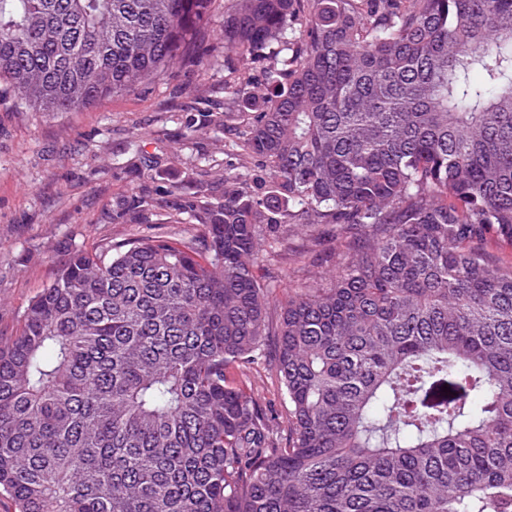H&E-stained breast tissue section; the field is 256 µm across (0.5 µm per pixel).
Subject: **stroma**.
<instances>
[{"mask_svg":"<svg viewBox=\"0 0 512 512\" xmlns=\"http://www.w3.org/2000/svg\"><path fill=\"white\" fill-rule=\"evenodd\" d=\"M230 6V0L211 4L203 65H177L162 80L91 109L33 112L17 91L0 84V336L16 330L73 248L99 251L141 236L181 242L200 233V225L177 224L172 216L193 172L206 170L218 192L226 166L239 163L235 137L224 129V115L233 109L224 88L255 84L274 64L263 53L243 63L225 51ZM144 191L156 194L154 211L116 218L123 200ZM313 232L319 242L304 263L259 259L258 279L276 286L271 305L335 268L328 226Z\"/></svg>","mask_w":512,"mask_h":512,"instance_id":"obj_1","label":"stroma"}]
</instances>
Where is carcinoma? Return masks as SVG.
<instances>
[{
  "instance_id": "obj_1",
  "label": "carcinoma",
  "mask_w": 512,
  "mask_h": 512,
  "mask_svg": "<svg viewBox=\"0 0 512 512\" xmlns=\"http://www.w3.org/2000/svg\"><path fill=\"white\" fill-rule=\"evenodd\" d=\"M224 48L265 175L181 204L200 239L74 251L0 336L14 512H512V0H232ZM212 0H0L36 112L203 63ZM334 227L327 287L271 312L263 250ZM273 337L288 431L247 388ZM448 386L450 392L442 391Z\"/></svg>"
}]
</instances>
